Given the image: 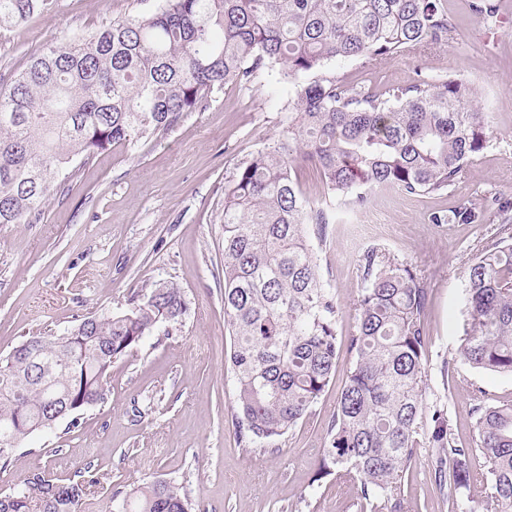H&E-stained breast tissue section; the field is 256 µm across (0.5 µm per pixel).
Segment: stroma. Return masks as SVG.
Returning <instances> with one entry per match:
<instances>
[{
  "label": "stroma",
  "instance_id": "stroma-1",
  "mask_svg": "<svg viewBox=\"0 0 512 512\" xmlns=\"http://www.w3.org/2000/svg\"><path fill=\"white\" fill-rule=\"evenodd\" d=\"M161 3L47 0L27 21L0 27V87L48 45ZM472 3L443 0L456 22L450 45L406 51L374 69L361 58L328 66L354 85L461 78L492 113L494 136L444 194L409 196L387 188L372 192L363 209H337L321 250L323 277L343 311L336 374L280 452L242 450L232 421L221 271L224 181L257 151L286 140L290 103L312 74L287 83L270 70L248 84L216 83L204 110L180 115L135 148L113 147L79 162L35 223L0 226V357L26 336L61 334L87 316L126 308L155 281L174 283L187 302L181 323L159 327L115 364L105 402L85 411L78 427L62 421L24 441V455L0 472V493L39 469L61 479L108 474L107 484L85 497L82 512H112L114 490L157 479L180 483L196 512H358L354 484L331 475L315 487L311 479L351 360L358 260L372 246L411 264L428 288L426 398L447 406L458 446L468 449L473 468L481 467L472 395L479 389L485 404H510L512 376L472 368L459 347L469 266L494 227L429 220L432 212L484 194L512 198V0H498L491 28ZM488 493L478 481L449 502L431 476L425 448L401 485L411 512H466Z\"/></svg>",
  "mask_w": 512,
  "mask_h": 512
}]
</instances>
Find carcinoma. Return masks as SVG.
<instances>
[{"label":"carcinoma","instance_id":"carcinoma-1","mask_svg":"<svg viewBox=\"0 0 512 512\" xmlns=\"http://www.w3.org/2000/svg\"><path fill=\"white\" fill-rule=\"evenodd\" d=\"M45 0H0V25L22 22ZM488 26L497 0H476ZM455 24L441 0H164L151 14L112 25L34 57L0 90V224H29L61 188L75 158L134 147L203 107L215 84L279 68L288 81L362 57L370 65L398 53L441 46ZM493 118L477 90L451 76L407 85H351L322 76L296 93L288 141L257 152L224 184V322L234 377L233 422L247 452H278L333 381L338 326L334 288L321 273L318 242L335 213L312 205L293 178L300 160L320 174L325 196L348 210L370 191L443 193L489 146ZM433 224H493L497 232L469 268L470 321L460 347L470 366L512 376V202L496 195L431 215ZM352 360L312 482L335 474L357 484L360 509L409 512L401 482L418 448L431 449L434 482L451 493L479 479L490 510L512 512V404H477L484 456L474 472L456 445L448 411L424 397L428 288L417 270L378 247L359 259ZM187 311L181 290L156 281L130 309L91 315L63 342L27 337L44 374L28 359L0 360V471L48 414H75L105 400L113 365L161 322ZM105 475L57 482L34 470L0 495V512H81ZM182 487L152 481L112 492V512H191Z\"/></svg>","mask_w":512,"mask_h":512}]
</instances>
